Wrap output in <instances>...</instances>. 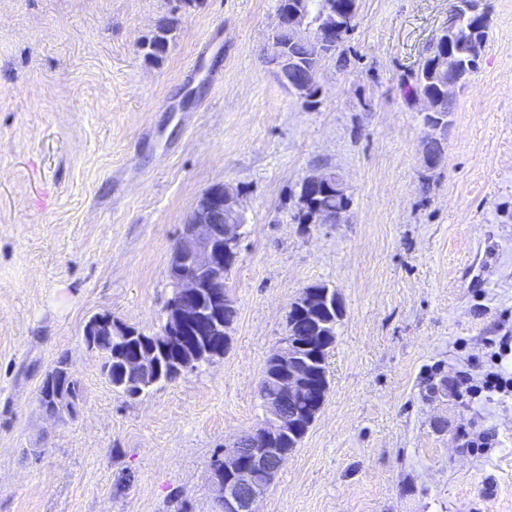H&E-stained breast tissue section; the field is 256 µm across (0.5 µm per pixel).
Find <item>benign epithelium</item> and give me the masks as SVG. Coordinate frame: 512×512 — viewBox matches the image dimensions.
Here are the masks:
<instances>
[{"label":"benign epithelium","mask_w":512,"mask_h":512,"mask_svg":"<svg viewBox=\"0 0 512 512\" xmlns=\"http://www.w3.org/2000/svg\"><path fill=\"white\" fill-rule=\"evenodd\" d=\"M448 22L440 28L431 44L450 41L458 23L469 15L475 34L483 30L482 17L476 0H450ZM306 0H297L290 8L276 13L272 31L283 36L288 45L310 44L320 55L332 52L334 36L353 21L355 7L327 0L318 25L310 27L303 21ZM269 63L280 83L301 99L313 97L317 73L310 78L296 76L298 61L287 52L270 48ZM456 66V60L442 52L434 59L429 73L441 75ZM425 144L432 152L427 162L439 167L445 158L444 142L448 131L447 118L434 112L430 99H421ZM331 186L340 199L334 210L312 204L307 191L313 187ZM350 206L347 185L336 172L317 170L300 185L297 208L304 224H339ZM245 211L240 190L230 183H222L205 191L196 201L184 233L172 254L168 266L171 297L164 308L158 332L165 344L184 336L190 326H200L207 336L229 339L233 324L224 321V308L235 305L233 296L224 291V272L232 270L239 261ZM344 311L339 292L303 289L290 303L288 324L301 322L310 335L299 338L286 331L278 341L271 357L269 380L276 393L263 399L259 425L224 448L221 466L211 473V487L223 512H258L257 504L266 494L271 481L293 452L275 450L270 443L283 438L299 442L316 420L326 396L318 381V363L325 351L322 342L330 334L336 315ZM138 330L101 313L93 316L84 327V343L88 350L100 352L112 347V337L135 336ZM224 355V349L198 347L191 353L190 364L166 368L161 373L160 357L154 353L138 354L127 361L128 368L155 384L161 377L180 375L201 362H209ZM40 408L56 421L73 419L79 412L80 396L68 385L56 387L40 385L37 391Z\"/></svg>","instance_id":"7a95c632"}]
</instances>
